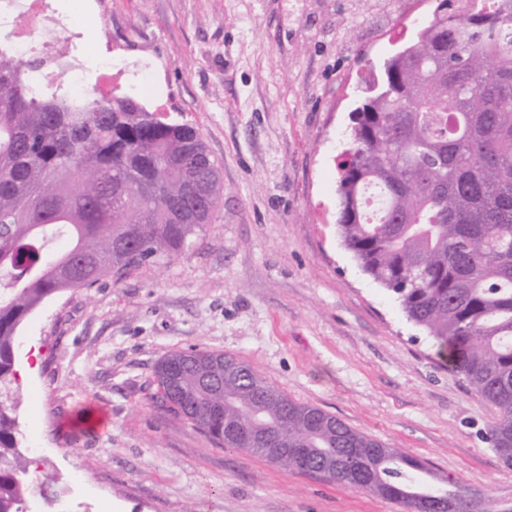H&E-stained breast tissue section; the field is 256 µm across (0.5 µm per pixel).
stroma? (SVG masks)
Here are the masks:
<instances>
[{"instance_id": "35a3bbf8", "label": "stroma", "mask_w": 512, "mask_h": 512, "mask_svg": "<svg viewBox=\"0 0 512 512\" xmlns=\"http://www.w3.org/2000/svg\"><path fill=\"white\" fill-rule=\"evenodd\" d=\"M137 95L197 128L224 192L179 258L56 293L18 330L22 445L59 476L54 512H402L399 504L212 443L156 401L167 353L220 350L290 399L512 512L497 406L454 371L338 229L339 165L372 70L436 0H84Z\"/></svg>"}]
</instances>
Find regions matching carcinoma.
Returning a JSON list of instances; mask_svg holds the SVG:
<instances>
[{"label":"carcinoma","instance_id":"obj_1","mask_svg":"<svg viewBox=\"0 0 512 512\" xmlns=\"http://www.w3.org/2000/svg\"><path fill=\"white\" fill-rule=\"evenodd\" d=\"M37 60L0 53V512L57 503L55 479L19 446L17 333L49 296L92 288L158 258L182 256L223 192L200 132L158 116L129 91L34 96ZM340 164L339 230L367 275L391 291L452 368L496 404L495 448H512V0H439L416 37L366 86ZM198 185L187 196L185 186ZM380 189V216L362 198ZM181 351L155 373L159 401L214 443L224 420H259L308 472L414 512L423 498L468 502L458 482L404 451L294 402L265 378L227 383L224 364Z\"/></svg>","mask_w":512,"mask_h":512}]
</instances>
